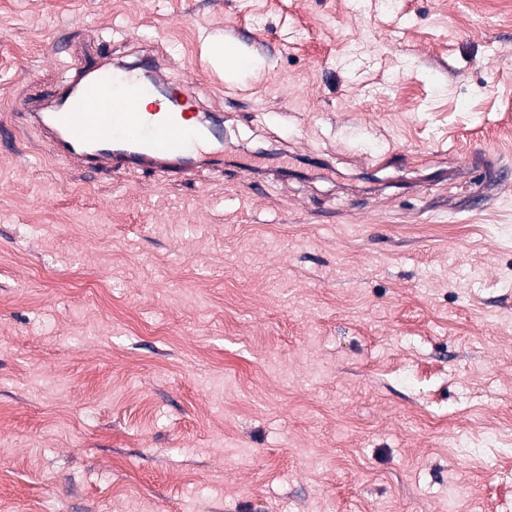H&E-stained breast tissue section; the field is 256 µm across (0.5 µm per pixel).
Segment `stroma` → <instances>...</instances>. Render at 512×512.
<instances>
[{"instance_id":"obj_1","label":"stroma","mask_w":512,"mask_h":512,"mask_svg":"<svg viewBox=\"0 0 512 512\" xmlns=\"http://www.w3.org/2000/svg\"><path fill=\"white\" fill-rule=\"evenodd\" d=\"M58 40L225 158L56 160ZM505 168L512 0H0V512H512Z\"/></svg>"}]
</instances>
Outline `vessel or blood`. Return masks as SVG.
I'll use <instances>...</instances> for the list:
<instances>
[{
  "label": "vessel or blood",
  "instance_id": "1",
  "mask_svg": "<svg viewBox=\"0 0 512 512\" xmlns=\"http://www.w3.org/2000/svg\"><path fill=\"white\" fill-rule=\"evenodd\" d=\"M76 68L80 78L53 93L62 109L33 112L29 118L49 139L54 154L82 171L122 168L138 155L145 165L170 167L187 176L189 159L205 157L224 138L220 121L198 125L191 113L157 100L153 83L143 77L151 63L116 72L104 65L96 45L85 44Z\"/></svg>",
  "mask_w": 512,
  "mask_h": 512
}]
</instances>
